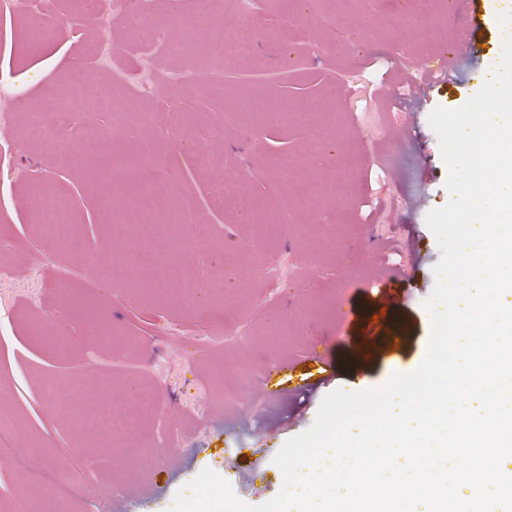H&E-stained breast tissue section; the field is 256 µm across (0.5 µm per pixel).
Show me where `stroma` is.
<instances>
[{"instance_id":"35a3bbf8","label":"stroma","mask_w":512,"mask_h":512,"mask_svg":"<svg viewBox=\"0 0 512 512\" xmlns=\"http://www.w3.org/2000/svg\"><path fill=\"white\" fill-rule=\"evenodd\" d=\"M204 2L146 0L149 13L169 20V48L154 54L112 0H40L39 20L54 35L36 54L27 50L29 13H0V425L11 448L0 455V512H141L147 495L151 512H169L203 470L220 475L229 465L239 498L262 505L283 487L275 455L311 427L326 395L383 388L428 354L427 302L442 253L426 218L453 199L429 118L483 87L501 61L500 35L512 33V9L505 0H475L461 13L441 0H260L251 52L224 57L213 46L244 26L225 0L199 26L194 52H181L173 17ZM389 14L398 23L383 25ZM466 23L478 28V51L460 62L455 82H419L387 98L404 79L399 46L428 64ZM78 68L116 101L140 96L149 124L134 133L115 125L88 95L65 106L62 152L30 143L29 110L62 96ZM245 69L272 80L242 83L236 74ZM255 93L275 98L287 122L233 109L235 96ZM88 124L111 135L113 149L157 161L148 182L159 218L185 247L166 284L140 277L153 253L112 265L133 233L114 223L96 169L65 160ZM316 127L330 135L331 154L309 156ZM195 141L207 146V164H197ZM347 149L360 164L336 169L335 154ZM287 154L307 161L304 179L280 168ZM35 181L51 186L49 203L71 227L67 244L44 235ZM220 183L244 187L253 221L234 197L215 200ZM188 206L192 223H179ZM390 240L402 255L395 270L380 266ZM45 319L70 337L67 359L35 335ZM314 350L326 364L310 367ZM289 365L307 372L308 405L263 392L265 376ZM244 378L249 392L225 397ZM133 390L153 404L132 440L90 433L65 409L119 416ZM17 454L29 457L21 489ZM63 484L71 495L60 494Z\"/></svg>"}]
</instances>
